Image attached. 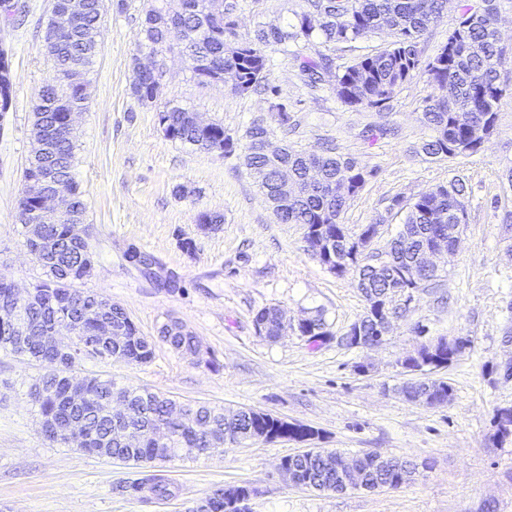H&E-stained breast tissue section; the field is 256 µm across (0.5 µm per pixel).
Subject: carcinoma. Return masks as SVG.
Masks as SVG:
<instances>
[{"mask_svg":"<svg viewBox=\"0 0 512 512\" xmlns=\"http://www.w3.org/2000/svg\"><path fill=\"white\" fill-rule=\"evenodd\" d=\"M207 0H153L145 11L139 30V40L153 51L177 49L190 62L193 76L201 84H217L226 70L238 74V93L248 95L262 91L269 103V112L285 131L294 129L297 122L288 109V99L282 88L270 80V50L288 52V46L299 40L311 45L320 40L325 45H343L377 31L391 32L393 40L382 51L360 57L353 64L333 71L334 58L328 54L314 56L294 53L300 76L305 83L316 88L328 74H334L333 90L337 97L350 106L384 112L400 89L416 74L422 72L435 89L448 86L452 96L445 100L434 95L426 100L422 112L423 124L431 135L422 145L423 152L435 160L455 159L478 151L486 134L475 126L482 115L497 122V105L507 92L499 67L505 53L498 34L497 0H481L478 8L465 5L448 32L447 42L431 57H423L421 40L429 26L441 17L448 0H302L298 23L286 28L270 24L241 37L237 32L235 12L237 0H224V17L214 19L206 11ZM85 14L87 28H64L49 16L44 31L47 54L53 62L55 76L46 84L33 109L32 133L43 136L46 155L43 161L56 173L72 182V211L87 217V205L82 191L73 183L75 158L74 131L64 124V113L88 107L85 101L86 75L97 56V43L88 36V30L98 26L103 0H87ZM130 93L137 101L153 97V84L149 80L133 77ZM157 121L166 126L168 139L194 149L230 156L240 152L243 164L284 224L306 226L307 251L326 269L338 275H352L357 288L367 302L363 315L353 323L363 336L378 335L379 323L372 316L376 306L399 302L405 293L404 282L396 272L405 268L412 272V285L419 291L439 287L441 275L420 262L424 248L435 238L445 236L449 225L461 224L467 217L464 197L466 185L453 179L422 191L410 198L394 197L391 209L405 213L403 229L389 241L385 249L369 254L357 249V244L373 240L378 225L368 224L360 233H352L342 223L347 203L358 195L376 172L362 167L350 156L336 152L326 145L324 152L309 155L284 146L278 152L267 149L269 129L264 119H255L245 129L243 148L224 135V126L215 123L209 128L197 126L192 111L168 102L156 110ZM318 165L324 173L326 185L313 193H284L278 182L279 170L292 171L302 181L309 167ZM35 167L24 169V188L18 212L32 209L31 182ZM44 237L55 247L51 263H40L45 279L37 284L49 288L67 279L70 284L89 276L93 268L89 244L74 246L67 238L66 225L47 217L42 220ZM330 243V254L317 250L321 241ZM57 304L40 303L31 306L36 322L51 320L59 314H68L79 320L83 305L96 303L112 325L121 330L118 336H99L93 323L83 324V338L92 344L91 352L81 351L67 363L56 362L50 348L20 346L10 336L0 333V349L45 363L50 371L39 377L32 386L31 396L37 406L39 420L52 421L54 429L44 432L54 444H63L62 431L76 423L81 432L93 434L94 444L86 452L107 453L114 459L136 463H153L174 458L196 459L201 455L224 452V446L241 438L248 440L256 434H270L282 440L299 442L320 437V432L302 424L289 423L270 414L260 415L252 409L226 411L206 403H181L148 387H119L110 379L89 377L86 387L93 406L82 411H69L61 399V388L67 372L76 361L86 355L110 359L118 357L128 364L145 365L154 358L158 343L168 345L175 352L190 357L199 346L197 336L176 319H168L158 330V336L143 335L136 323L120 307L95 293L82 298H66L67 290L58 291ZM255 324L265 325V336L275 339L281 335L279 308L264 307L255 317ZM300 334L313 337V342L329 336L320 317L306 319ZM461 353L457 347L420 351L421 362L416 367L432 374L448 367ZM453 387L444 377L431 383H421L402 389L408 399L422 396L451 400ZM127 403L134 416L132 425L141 429L166 426L170 429L169 442L157 446L149 433L135 448L109 438L112 418L107 408L112 399ZM497 431L506 439L512 436V409L497 411ZM343 458L359 474L360 481L371 489L390 488L405 480L416 470L408 460L386 457L378 462L372 453L347 456L342 452H325L310 448L300 455H287L284 460L301 481L320 493L342 492L348 486L344 471L329 457ZM119 493L138 497L145 492L156 498L177 496L178 488L144 477L116 487ZM188 512H226L224 488L197 502Z\"/></svg>","mask_w":512,"mask_h":512,"instance_id":"cac0c4a2","label":"carcinoma"}]
</instances>
